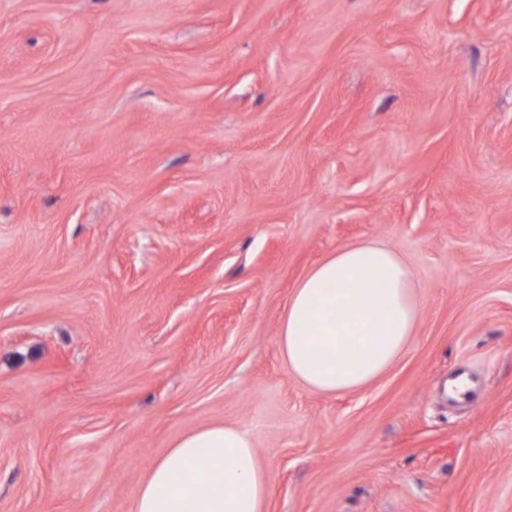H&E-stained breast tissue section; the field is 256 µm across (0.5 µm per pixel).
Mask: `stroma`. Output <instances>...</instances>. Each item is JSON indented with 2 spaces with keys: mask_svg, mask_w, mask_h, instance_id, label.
I'll use <instances>...</instances> for the list:
<instances>
[{
  "mask_svg": "<svg viewBox=\"0 0 512 512\" xmlns=\"http://www.w3.org/2000/svg\"><path fill=\"white\" fill-rule=\"evenodd\" d=\"M359 240L419 321L318 393L280 320ZM217 422L268 512H512V0H0V512H132Z\"/></svg>",
  "mask_w": 512,
  "mask_h": 512,
  "instance_id": "obj_1",
  "label": "stroma"
}]
</instances>
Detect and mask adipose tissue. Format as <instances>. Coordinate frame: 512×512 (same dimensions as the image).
Listing matches in <instances>:
<instances>
[{
	"mask_svg": "<svg viewBox=\"0 0 512 512\" xmlns=\"http://www.w3.org/2000/svg\"><path fill=\"white\" fill-rule=\"evenodd\" d=\"M420 310L419 285L405 258L382 243L360 242L300 278L278 343L290 372L309 389L351 391L405 352ZM271 484L250 433L213 423L180 436L153 464L133 512H267Z\"/></svg>",
	"mask_w": 512,
	"mask_h": 512,
	"instance_id": "adipose-tissue-1",
	"label": "adipose tissue"
}]
</instances>
